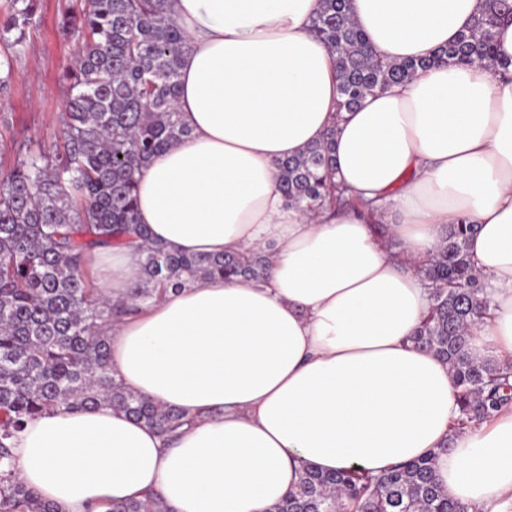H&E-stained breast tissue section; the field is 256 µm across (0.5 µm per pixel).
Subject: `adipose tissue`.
Masks as SVG:
<instances>
[{
	"label": "adipose tissue",
	"instance_id": "obj_1",
	"mask_svg": "<svg viewBox=\"0 0 512 512\" xmlns=\"http://www.w3.org/2000/svg\"><path fill=\"white\" fill-rule=\"evenodd\" d=\"M169 3L188 44L177 105L191 136L137 174V221L176 252L262 248L268 276L190 285L113 325L116 378L189 417L173 442L106 406L41 415L13 442L20 481L59 512L149 490L175 512H270L301 468L378 475L434 452L449 497L512 512V405L452 432L453 374L410 341L430 306L414 264L464 220L491 312L469 351L512 360V20L495 30L497 71L434 66L340 114L332 58L309 32L321 0ZM484 5L349 0V12L377 57L403 61L453 42ZM327 138L337 182L372 215L288 205L278 162ZM139 260L97 251L104 294L124 296Z\"/></svg>",
	"mask_w": 512,
	"mask_h": 512
}]
</instances>
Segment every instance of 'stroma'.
<instances>
[{
    "instance_id": "35a3bbf8",
    "label": "stroma",
    "mask_w": 512,
    "mask_h": 512,
    "mask_svg": "<svg viewBox=\"0 0 512 512\" xmlns=\"http://www.w3.org/2000/svg\"><path fill=\"white\" fill-rule=\"evenodd\" d=\"M63 0H40L25 54L0 93V160L13 163L18 146L36 140L48 151L62 145L60 116L68 85L63 78L73 43L63 33Z\"/></svg>"
}]
</instances>
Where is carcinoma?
<instances>
[{
    "instance_id": "carcinoma-1",
    "label": "carcinoma",
    "mask_w": 512,
    "mask_h": 512,
    "mask_svg": "<svg viewBox=\"0 0 512 512\" xmlns=\"http://www.w3.org/2000/svg\"><path fill=\"white\" fill-rule=\"evenodd\" d=\"M38 0H7L0 14V90L25 54ZM512 17V0L486 9L456 41L421 60L384 61L366 48L348 0H321L310 33L335 55L337 111L404 83L420 69L475 60L496 70L495 26ZM74 40L66 70L69 95L62 150L49 154L28 140L22 157L0 169V512H58L19 481L12 439L48 412L108 405L171 435L185 413L128 391L110 369L107 331L168 289L212 278L261 281L262 249L190 256L155 242L137 223L135 172L159 151L190 135L177 109L185 47L167 0H74L62 13ZM329 142L315 143L278 164L286 201L306 213L325 206L356 209L360 199L337 190ZM477 225L452 224L421 267L431 307L410 337L448 362L455 380L458 428L480 424L512 401V364L474 360L470 329L490 300L468 253ZM133 247L140 262L124 297L89 287L88 262L100 248ZM397 465L380 476L357 468L332 473L304 469L270 512H468L436 479L435 457ZM107 512H173L154 495L110 504Z\"/></svg>"
}]
</instances>
